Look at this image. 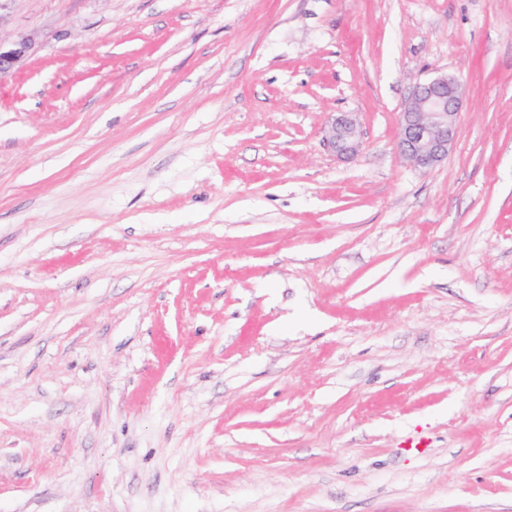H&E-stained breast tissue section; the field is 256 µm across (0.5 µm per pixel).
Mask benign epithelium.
Wrapping results in <instances>:
<instances>
[{"label": "benign epithelium", "mask_w": 512, "mask_h": 512, "mask_svg": "<svg viewBox=\"0 0 512 512\" xmlns=\"http://www.w3.org/2000/svg\"><path fill=\"white\" fill-rule=\"evenodd\" d=\"M34 49L32 39L19 36L0 41V77L19 67ZM464 86L442 75L418 84L400 113V154L412 165L431 169L448 157L457 135ZM324 142L336 155L353 158L362 148L360 131L352 115L333 114L324 128Z\"/></svg>", "instance_id": "7a95c632"}]
</instances>
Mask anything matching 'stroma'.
<instances>
[{
	"label": "stroma",
	"instance_id": "35a3bbf8",
	"mask_svg": "<svg viewBox=\"0 0 512 512\" xmlns=\"http://www.w3.org/2000/svg\"><path fill=\"white\" fill-rule=\"evenodd\" d=\"M18 33L0 512H512V0H6ZM464 86L442 75L418 84L400 113V154L412 165L431 169L448 157L457 135ZM324 142L337 156L353 158L362 148L360 131L350 113H334L324 128Z\"/></svg>",
	"mask_w": 512,
	"mask_h": 512
}]
</instances>
